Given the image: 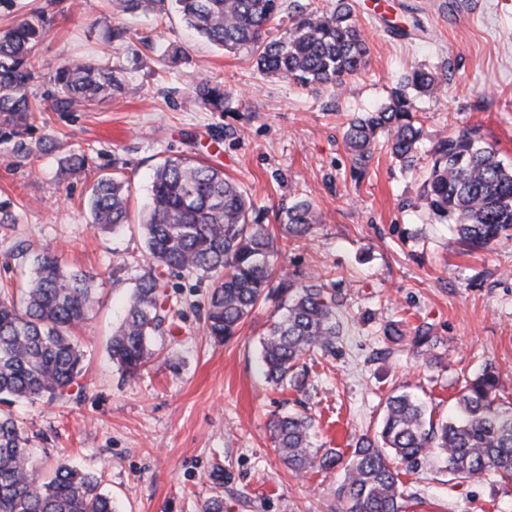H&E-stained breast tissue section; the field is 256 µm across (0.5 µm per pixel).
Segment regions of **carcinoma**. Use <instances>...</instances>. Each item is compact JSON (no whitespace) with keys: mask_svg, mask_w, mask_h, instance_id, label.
<instances>
[{"mask_svg":"<svg viewBox=\"0 0 512 512\" xmlns=\"http://www.w3.org/2000/svg\"><path fill=\"white\" fill-rule=\"evenodd\" d=\"M114 2L124 15L172 8L209 43L229 51L246 49L259 73L302 87L339 91L368 62L369 44L348 0L299 12L278 37L269 36V25L281 0ZM46 23L39 13L0 31V139L12 141L14 154L23 159L41 150V143L29 141L26 133L34 113L46 111L31 92L39 79L36 49L47 34ZM50 81L60 94L57 111L91 105L122 88L112 64L98 59L69 62ZM443 89L432 72L414 68L390 89L386 104L349 119L343 138L357 172L363 173L380 138L403 169H414L422 137L416 100L436 97ZM195 98L211 112L224 111L221 83H199ZM431 156L422 197L432 219L453 225L449 244L477 252L512 240V165L498 158L495 147L478 130L463 129L438 140ZM128 196L123 177H99L90 196L93 224L109 229L126 223ZM276 219L281 237L300 239L320 223V214L312 202L298 198L278 210ZM140 229L154 266L213 278L205 322L213 339L234 336L258 303H278L283 313L261 341V366L272 387L306 390L309 361L336 353L345 331L342 293L320 275L298 280L277 267L275 233L223 170L195 156L167 158L154 172ZM164 287L155 273L142 275L113 331L109 354L128 376L158 356L154 337L166 312ZM94 303L92 281L48 256L35 258L20 299L1 288L0 396L51 401L63 396L82 373L73 330ZM381 336L421 354L433 346L429 332L408 337L396 323L384 325ZM503 391L500 375L485 367L465 382L456 413L440 425L426 420L419 400L392 395L379 430L361 435L346 462L333 448L312 446L314 419L306 413L278 415L269 428L290 470L330 474L343 468L336 494L344 512H406L399 469L414 472L431 453L443 456L450 482L485 480L495 488L512 483V406L501 402ZM27 442L16 421L0 414V512H114L94 475L62 463L42 478Z\"/></svg>","mask_w":512,"mask_h":512,"instance_id":"carcinoma-1","label":"carcinoma"}]
</instances>
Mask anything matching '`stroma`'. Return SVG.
Returning <instances> with one entry per match:
<instances>
[{"label":"stroma","instance_id":"35a3bbf8","mask_svg":"<svg viewBox=\"0 0 512 512\" xmlns=\"http://www.w3.org/2000/svg\"><path fill=\"white\" fill-rule=\"evenodd\" d=\"M354 0L370 47L366 67L342 92L311 90L260 74L247 50L213 46L176 14L122 17L110 0H0V30L42 11L48 35L38 49L47 75L70 60L111 59L125 89L95 107L41 113L29 138L48 152L22 159L0 143V201L15 221L0 224V287L15 288L31 259L49 255L90 276L96 304L78 331L85 372L57 402H0L28 434L43 475L65 462L101 478L116 512H202L222 499L224 512H342L340 473L296 474L271 440L273 415L309 410L312 443L350 456L374 433L391 393H409L444 420L467 379L493 365L512 402V241L470 254L448 247L447 225L432 223L420 189L430 150L451 132L476 127L512 165V0ZM135 31L132 48L106 39L118 22ZM180 46L171 60L164 50ZM445 79L449 92L421 100L422 139L415 170L376 150L357 174L343 133L354 113L387 100L414 67ZM223 83V112L194 98L203 80ZM195 148L239 181L268 215L295 197L321 213L279 266L299 278L330 276L351 316L335 357L312 368L306 391L273 389L259 369V335L278 314L257 306L232 339L207 336L203 312L211 280L166 274L174 312L155 338L158 363L136 376L112 363L107 343L136 280L149 268L139 224L157 165ZM85 166L69 174L70 155ZM120 169L130 188L129 221L117 232L93 226V183ZM397 323L428 329L429 356L384 341ZM421 497L416 512H512V485L451 484L444 459L426 458L400 473Z\"/></svg>","mask_w":512,"mask_h":512}]
</instances>
